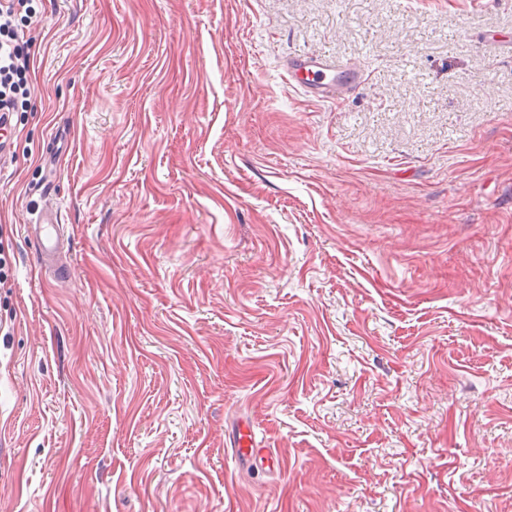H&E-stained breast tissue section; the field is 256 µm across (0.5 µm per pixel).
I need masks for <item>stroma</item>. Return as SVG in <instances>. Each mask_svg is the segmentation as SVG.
Masks as SVG:
<instances>
[{
  "instance_id": "35a3bbf8",
  "label": "stroma",
  "mask_w": 512,
  "mask_h": 512,
  "mask_svg": "<svg viewBox=\"0 0 512 512\" xmlns=\"http://www.w3.org/2000/svg\"><path fill=\"white\" fill-rule=\"evenodd\" d=\"M33 7L0 512H512V0ZM288 75L306 95L319 100L335 99L344 91L357 87L362 73L354 66L340 63L323 54H305L288 60ZM333 77L327 79V74ZM61 224L57 208H43L37 216L35 224H28L27 230H33L44 262H52L60 252V236L57 228ZM255 440L248 425H239L232 431L230 446L241 464L256 461Z\"/></svg>"
}]
</instances>
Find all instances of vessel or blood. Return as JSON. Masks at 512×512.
<instances>
[{"instance_id": "b4317fda", "label": "vessel or blood", "mask_w": 512, "mask_h": 512, "mask_svg": "<svg viewBox=\"0 0 512 512\" xmlns=\"http://www.w3.org/2000/svg\"><path fill=\"white\" fill-rule=\"evenodd\" d=\"M288 75L307 95L317 99H334L345 90L357 87L362 81L361 72L354 66L336 61L323 54H305L292 57L287 65ZM59 211L43 208L32 229L36 235L40 255L45 262H52L60 252ZM255 440L249 426L240 425L233 430L230 446L239 463L255 459Z\"/></svg>"}]
</instances>
